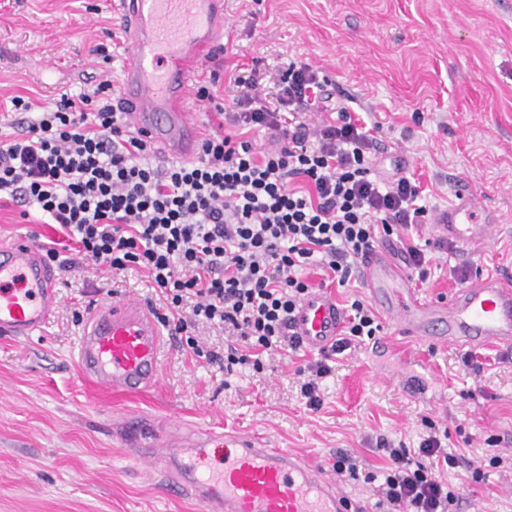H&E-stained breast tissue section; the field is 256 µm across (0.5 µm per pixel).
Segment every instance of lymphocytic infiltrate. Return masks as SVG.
<instances>
[{"label": "lymphocytic infiltrate", "instance_id": "lymphocytic-infiltrate-1", "mask_svg": "<svg viewBox=\"0 0 512 512\" xmlns=\"http://www.w3.org/2000/svg\"><path fill=\"white\" fill-rule=\"evenodd\" d=\"M235 86L233 122L267 135L269 149L216 133L202 139L196 161L152 167L154 148L125 122L108 79L37 114L31 101L13 97V111L28 120L21 133L0 139V195L38 208L94 266L143 271L166 300L159 322L228 374L247 363L262 369L263 355L300 349L289 323L314 288L311 268L322 271L324 283L346 286L378 240L429 221L414 179L383 184L373 177L376 139L360 117L342 108L333 124L285 125L281 108L312 110L325 100L309 65L292 63L280 74L274 109L260 76ZM297 178L307 192L290 188ZM200 324L232 330L241 343L221 356L205 351L189 334ZM380 331L374 312L353 300L330 352ZM379 447L390 464L365 476L376 486L378 507L460 512L464 488L445 476L459 459L443 446L439 428L414 450L385 439Z\"/></svg>", "mask_w": 512, "mask_h": 512}]
</instances>
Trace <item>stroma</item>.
Segmentation results:
<instances>
[{
	"mask_svg": "<svg viewBox=\"0 0 512 512\" xmlns=\"http://www.w3.org/2000/svg\"><path fill=\"white\" fill-rule=\"evenodd\" d=\"M224 15L221 47L189 80L188 105L204 132L236 134L214 109H232L236 76H263L273 107L279 73L310 64L325 77L332 107L378 124L377 177H414L433 213L467 189L497 216L493 245L464 256L430 237L431 277L420 295L450 296L465 268L485 276L512 269V0H224ZM119 33L118 0H0V99L20 95L52 108L104 75L119 77L128 61L112 49ZM204 84L213 103L196 96ZM18 239L43 252L58 236L38 211L25 216L2 202L0 240ZM56 275V311L44 330L26 341L0 335V512H202L125 457L114 427L129 412L163 429L267 434L328 472L346 452L362 474L388 463L378 439L418 447L428 418L462 460L448 472L465 486L462 512H512V469L490 467L483 482L470 483L465 468L512 448V352L478 349L483 369L475 374L461 349L418 345L386 322L377 339L385 349L367 340L332 356L322 405L312 410L298 370L319 352L278 351L264 356L262 372L240 367L227 376L175 337L154 389L114 394L75 373L93 304L120 296L158 308L163 300L136 270L114 274L78 260ZM400 347L422 355L430 383L422 399L404 392Z\"/></svg>",
	"mask_w": 512,
	"mask_h": 512,
	"instance_id": "35a3bbf8",
	"label": "stroma"
}]
</instances>
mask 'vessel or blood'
I'll use <instances>...</instances> for the list:
<instances>
[{
    "label": "vessel or blood",
    "mask_w": 512,
    "mask_h": 512,
    "mask_svg": "<svg viewBox=\"0 0 512 512\" xmlns=\"http://www.w3.org/2000/svg\"><path fill=\"white\" fill-rule=\"evenodd\" d=\"M122 31L131 49L118 97L132 126L158 151L184 161L197 154L200 127L186 107V85L224 37V0H121ZM457 253L493 241L495 221L480 216L471 191L460 190L438 217ZM375 304L399 318L407 334L459 348L512 349V273L471 280L448 300L422 301L408 268L384 250L360 262ZM56 307L55 273L25 241L0 245V334L27 339ZM345 312L328 290L316 288L297 304L290 323L308 350H329ZM167 340L152 310L137 300L94 306L76 348V375L113 391L140 393L158 382ZM125 447L146 469L162 468L170 489L204 512H365L309 458L287 454L264 438L236 431L171 434L129 417Z\"/></svg>",
    "instance_id": "vessel-or-blood-1"
}]
</instances>
